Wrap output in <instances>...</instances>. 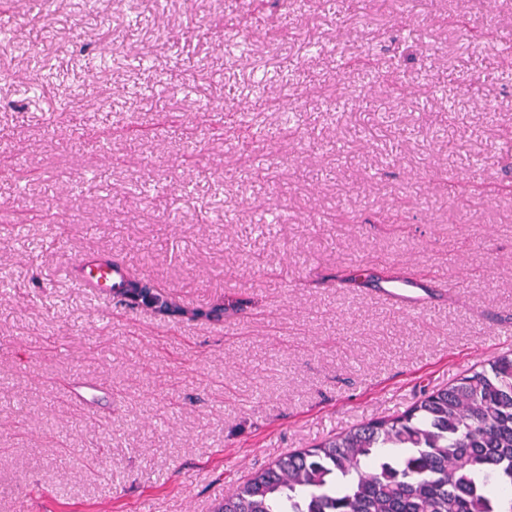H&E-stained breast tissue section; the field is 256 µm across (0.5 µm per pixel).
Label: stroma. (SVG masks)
<instances>
[{
  "label": "stroma",
  "instance_id": "1",
  "mask_svg": "<svg viewBox=\"0 0 512 512\" xmlns=\"http://www.w3.org/2000/svg\"><path fill=\"white\" fill-rule=\"evenodd\" d=\"M249 2L0 14V512H213L512 349V0ZM199 103L194 137L160 120ZM92 257L224 318L97 300L73 285ZM399 273L437 282L424 315L375 295Z\"/></svg>",
  "mask_w": 512,
  "mask_h": 512
}]
</instances>
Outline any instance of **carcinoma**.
<instances>
[{"label": "carcinoma", "mask_w": 512, "mask_h": 512, "mask_svg": "<svg viewBox=\"0 0 512 512\" xmlns=\"http://www.w3.org/2000/svg\"><path fill=\"white\" fill-rule=\"evenodd\" d=\"M304 0H258L297 12ZM120 296L164 315L189 309L137 276ZM215 512H512V353L437 390L400 415L354 426L279 456L224 495Z\"/></svg>", "instance_id": "carcinoma-1"}]
</instances>
